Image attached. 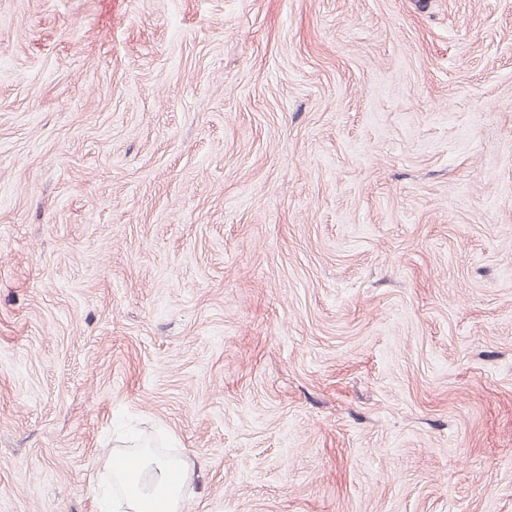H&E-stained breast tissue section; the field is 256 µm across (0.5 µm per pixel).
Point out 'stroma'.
I'll use <instances>...</instances> for the list:
<instances>
[{
  "instance_id": "35a3bbf8",
  "label": "stroma",
  "mask_w": 512,
  "mask_h": 512,
  "mask_svg": "<svg viewBox=\"0 0 512 512\" xmlns=\"http://www.w3.org/2000/svg\"><path fill=\"white\" fill-rule=\"evenodd\" d=\"M512 512V0H0V512ZM171 469L177 471V482L169 489L168 475ZM138 470L149 472L152 481L149 485H141L138 474L123 475L127 482L126 495L120 507L124 512H182L185 508L186 498L184 489L193 478V469L187 462L175 464L166 459L152 456H143L138 462ZM159 493L161 508H150L149 501L153 495Z\"/></svg>"
}]
</instances>
